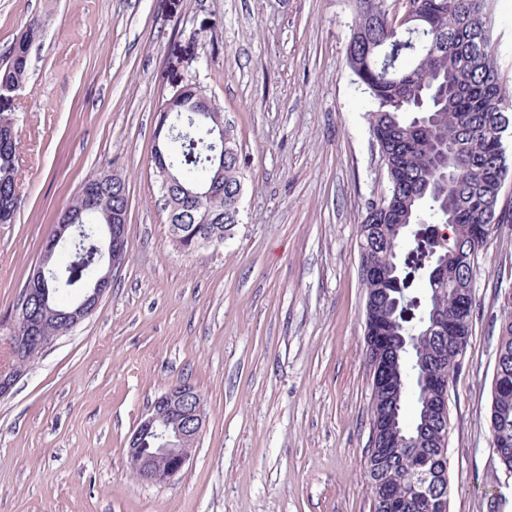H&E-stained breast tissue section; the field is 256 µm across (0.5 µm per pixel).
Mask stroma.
<instances>
[{
    "label": "stroma",
    "instance_id": "obj_1",
    "mask_svg": "<svg viewBox=\"0 0 512 512\" xmlns=\"http://www.w3.org/2000/svg\"><path fill=\"white\" fill-rule=\"evenodd\" d=\"M512 92V0H494ZM352 0H0V59L41 21L14 97L15 223L0 224V366L20 290L81 186H128L127 257L97 309L0 398V512H370L371 379L358 226L386 187L346 65ZM224 107L244 162L221 246L173 244L151 162L169 63ZM475 320L449 385L450 512L498 494L488 413L512 223L473 272ZM187 381L206 428L183 473L137 480L127 439Z\"/></svg>",
    "mask_w": 512,
    "mask_h": 512
}]
</instances>
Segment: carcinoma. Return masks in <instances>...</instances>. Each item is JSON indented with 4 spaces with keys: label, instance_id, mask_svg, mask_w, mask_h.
I'll return each mask as SVG.
<instances>
[{
    "label": "carcinoma",
    "instance_id": "cac0c4a2",
    "mask_svg": "<svg viewBox=\"0 0 512 512\" xmlns=\"http://www.w3.org/2000/svg\"><path fill=\"white\" fill-rule=\"evenodd\" d=\"M492 0H410L418 32L391 31L381 0H355L346 64L370 100V131L385 128L377 152L387 188L368 203L359 225L361 260L394 272L366 285L365 322L377 321L395 337L384 357L367 351L371 363L387 361L392 387L371 404L378 429L366 463L373 512H449V413L434 411L426 378H453L462 366L473 313L458 316L457 336H443L431 317L455 313L453 299L473 291V268L485 241L472 240L469 224H507L503 188L512 169L505 135L512 132V96L502 87L493 38ZM41 24L8 50L0 64V222L14 223L18 207L16 118L13 99L28 80L29 59L21 44L33 43ZM162 101L173 100L167 121L155 124L160 152L153 155L158 178L172 173L192 191L210 192L197 202L182 198L177 216L192 228L210 213V234L224 239L239 223L234 196L242 188L243 162L237 144L221 153L219 132L209 111L210 96L192 76H171ZM107 200L76 197L66 216L80 229L65 245L67 260L31 297L42 332L57 336L61 313L72 310L89 284L107 269L100 247L107 235L106 212L122 213L126 194L105 187ZM440 267L429 277L430 266ZM498 322L490 447L496 480L512 486V293ZM413 402L407 419L404 407Z\"/></svg>",
    "mask_w": 512,
    "mask_h": 512
}]
</instances>
